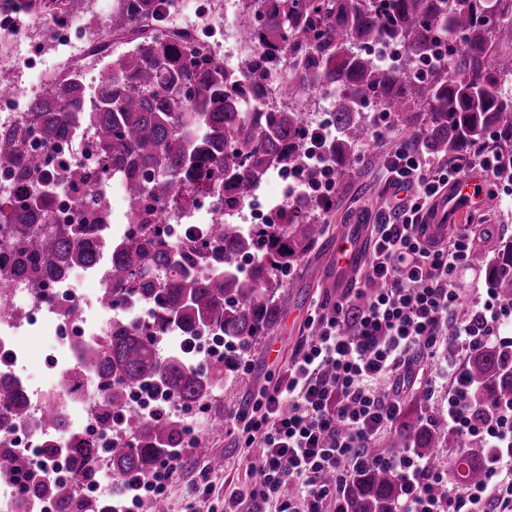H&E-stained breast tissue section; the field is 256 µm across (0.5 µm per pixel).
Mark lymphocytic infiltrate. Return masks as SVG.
<instances>
[{
  "instance_id": "1",
  "label": "lymphocytic infiltrate",
  "mask_w": 512,
  "mask_h": 512,
  "mask_svg": "<svg viewBox=\"0 0 512 512\" xmlns=\"http://www.w3.org/2000/svg\"><path fill=\"white\" fill-rule=\"evenodd\" d=\"M383 174L394 194L376 216L364 280L373 292L352 287L331 306L312 310L310 336L296 351L286 376L230 412L242 445L259 451L247 477L224 501V512H329L355 471L394 469L405 491L395 512H512V399L484 414L469 402L471 383L461 358L482 348L512 356L501 335L512 322V298L487 289L485 301L462 308L456 275L471 254L460 232L440 242L425 233L433 200L459 171L427 153L420 138L392 147ZM446 391L437 412L449 430L476 444L487 465L476 484L428 493L446 474L405 451L369 455L402 411L407 385ZM333 482H325V475Z\"/></svg>"
}]
</instances>
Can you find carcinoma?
<instances>
[{
    "label": "carcinoma",
    "instance_id": "carcinoma-1",
    "mask_svg": "<svg viewBox=\"0 0 512 512\" xmlns=\"http://www.w3.org/2000/svg\"><path fill=\"white\" fill-rule=\"evenodd\" d=\"M157 0H112V30L131 32L145 19H157ZM242 0L239 37L253 54L244 67L230 72L214 57L183 44L170 34H141L132 49L112 59L92 108L77 74L50 84L29 103L30 125L0 131V160L21 154L27 138L50 148L70 127L95 132L104 156L94 171H70L66 182L78 189L90 183L119 186L133 203L129 219L139 231L113 239L100 231L104 246L90 244L92 224L39 223L34 188L48 184L47 154L15 162L12 194L0 196V289L24 279L42 289L74 268H90L108 256L102 298L114 306L133 299L151 311V324L112 320L109 343L102 347L74 341L78 370L64 375V398L47 402L41 424L55 433L45 442L53 452L64 446L89 483L97 479L103 452L119 476L148 480L157 460L182 446L184 422L169 414L138 417L121 448H104L71 431L68 399L84 392L92 379L103 394L97 424L103 434L127 411L135 388H149L187 405L208 400L224 373L234 366L233 351L251 344L278 319L274 294L284 279L325 232L318 220L327 204L300 196L283 211L280 224H259L246 231L229 219L271 172L303 166L310 184L326 172L352 171L357 146L371 136L368 113L381 111L407 121L425 109L423 139L434 155L456 158L487 135L496 148L512 155V101L496 92L512 81V56L490 59L493 46L512 42V0ZM456 39L447 62L432 69L425 83L415 69L433 57L440 40ZM398 49L393 68L378 64L371 48ZM289 99L318 88L333 92L329 125L334 135L321 145L316 164L302 165L310 129L294 107L265 108L270 87ZM199 195H215L223 219L208 233L183 245L172 242L166 217ZM253 261L244 272L243 261ZM472 265L505 296L512 297V247L489 263L483 253ZM224 336L227 352L205 367L189 363L180 351L159 354V339L176 329L185 339L202 329ZM474 407L512 398V369L497 349L468 357ZM425 394L404 407L394 432L375 452L397 456L409 448L448 469L455 483L483 479L470 441L448 430L436 415L424 418ZM0 472L27 465L8 440L9 421L27 415L19 387L0 386ZM441 448H457L448 458ZM393 469L368 466L356 472L336 504L338 512H394L403 494ZM24 497L45 498L58 512H110L106 502L77 495L63 483L31 480Z\"/></svg>",
    "mask_w": 512,
    "mask_h": 512
}]
</instances>
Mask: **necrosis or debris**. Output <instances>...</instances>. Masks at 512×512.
I'll return each instance as SVG.
<instances>
[{
    "label": "necrosis or debris",
    "instance_id": "necrosis-or-debris-1",
    "mask_svg": "<svg viewBox=\"0 0 512 512\" xmlns=\"http://www.w3.org/2000/svg\"><path fill=\"white\" fill-rule=\"evenodd\" d=\"M241 0H226L223 13H215L204 5L188 9L187 0H164L163 16L176 21L181 35L188 45L211 52L233 66L238 52L244 45L238 37L237 19L241 12ZM105 20L96 19L93 13H68L53 17L31 8L29 0H8L0 8V70H16L28 66L36 72L37 80L46 74H63L65 66L77 69L88 89L87 101H95L105 60L120 47L119 41L106 36ZM203 29L220 36L211 43L200 38ZM38 32L51 35V51L64 56L58 64L31 52V37ZM102 147L90 131L72 128L55 147V173L63 175L76 167L96 166ZM222 214L216 198L207 203L195 204L182 210L171 211L168 216L170 237L180 243L193 235L201 234ZM84 278L71 274L55 281L45 292L27 288L23 283L12 282L5 294H0V375L15 379L23 388L28 401L26 417L12 426L11 440L26 463H33L48 436L40 423L45 403L58 391L57 384L37 386L25 374L18 340L26 332L44 336L51 349V367L56 375L72 370L75 357L72 342L76 339L95 343L105 342L112 326L111 304L102 300L100 290H88ZM69 305L71 314L60 312V305ZM101 396L95 383H87L82 396L70 403L73 419L71 428L82 437L95 440L99 447L119 445L128 437V426L119 423L111 435H99L94 422V411ZM95 483L82 481L73 458L59 454L47 465L45 478L60 481L75 488L86 497L109 496L114 474L108 461H100Z\"/></svg>",
    "mask_w": 512,
    "mask_h": 512
}]
</instances>
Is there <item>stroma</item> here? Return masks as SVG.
Listing matches in <instances>:
<instances>
[{
    "label": "stroma",
    "mask_w": 512,
    "mask_h": 512,
    "mask_svg": "<svg viewBox=\"0 0 512 512\" xmlns=\"http://www.w3.org/2000/svg\"><path fill=\"white\" fill-rule=\"evenodd\" d=\"M407 137V132L395 122H388L383 138L360 147L356 174L338 177L336 206L327 216L328 232L304 256L289 283L280 289L277 323L247 349V372L234 370L225 375L223 385L201 407L199 436L207 440L213 455L223 458V468L210 469L205 459L195 455L193 445H184L182 466L167 481L160 499L162 512H224L225 496L235 490L245 476L248 459L256 455L255 449L241 447L228 412L286 374L308 334L309 312L315 305L334 302L342 293L343 286L336 278V240L352 230L365 236L370 234L375 216L389 196L382 172L371 158L374 153H386ZM444 222L452 229L469 225L474 249L487 259H494L512 242V190L494 189L478 212L464 203H455L449 206Z\"/></svg>",
    "instance_id": "stroma-1"
}]
</instances>
